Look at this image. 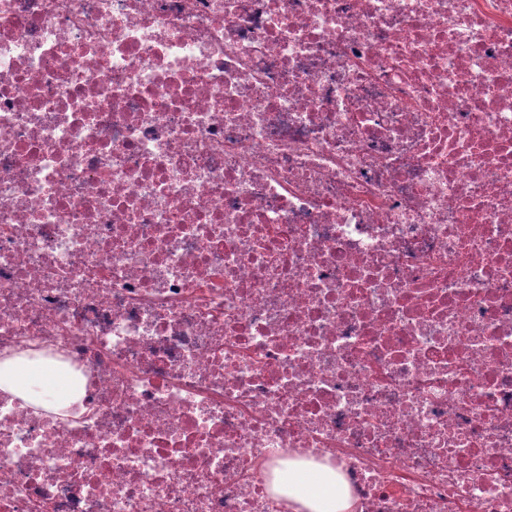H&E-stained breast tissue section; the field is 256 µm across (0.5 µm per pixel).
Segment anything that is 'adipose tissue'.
<instances>
[{"label": "adipose tissue", "instance_id": "ef3b65f1", "mask_svg": "<svg viewBox=\"0 0 512 512\" xmlns=\"http://www.w3.org/2000/svg\"><path fill=\"white\" fill-rule=\"evenodd\" d=\"M0 396L18 397L67 416L81 406L69 381L47 375L41 361L22 356L0 358ZM273 490L297 503L298 512H352L347 487L336 470L309 471L289 466L287 477H275Z\"/></svg>", "mask_w": 512, "mask_h": 512}]
</instances>
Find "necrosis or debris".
<instances>
[{
  "instance_id": "obj_1",
  "label": "necrosis or debris",
  "mask_w": 512,
  "mask_h": 512,
  "mask_svg": "<svg viewBox=\"0 0 512 512\" xmlns=\"http://www.w3.org/2000/svg\"><path fill=\"white\" fill-rule=\"evenodd\" d=\"M0 512H512V0H0ZM42 360L22 356L0 358V396L19 397L68 416L81 407L80 395L68 380L47 375ZM273 490L298 504L299 509L294 512H353L345 483L330 467L308 471L289 463L288 483L275 471Z\"/></svg>"
}]
</instances>
